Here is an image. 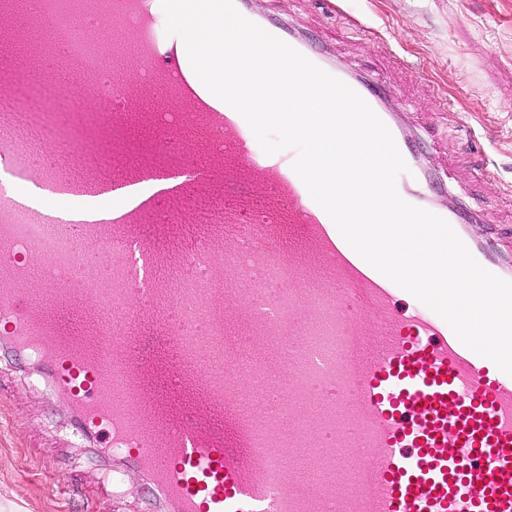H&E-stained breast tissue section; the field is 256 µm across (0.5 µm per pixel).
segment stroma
Returning <instances> with one entry per match:
<instances>
[{"label": "stroma", "instance_id": "35a3bbf8", "mask_svg": "<svg viewBox=\"0 0 512 512\" xmlns=\"http://www.w3.org/2000/svg\"><path fill=\"white\" fill-rule=\"evenodd\" d=\"M255 10L305 34L352 71L382 75L410 103L407 123L419 134L423 169L451 179L462 205H475L480 238L512 228V0H346L347 17L374 28L370 40L324 0H252ZM409 71L396 69L393 55ZM0 187L18 204L48 209L56 223L142 197L163 205L161 183L118 199L75 197L57 203L0 169ZM151 493L134 472L124 481L68 426L64 407L22 363L0 356V512H149Z\"/></svg>", "mask_w": 512, "mask_h": 512}]
</instances>
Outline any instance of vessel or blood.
<instances>
[{
	"label": "vessel or blood",
	"instance_id": "obj_1",
	"mask_svg": "<svg viewBox=\"0 0 512 512\" xmlns=\"http://www.w3.org/2000/svg\"><path fill=\"white\" fill-rule=\"evenodd\" d=\"M105 9L132 37L112 60L121 104L99 126L147 113L183 178L163 207L92 224L36 212L16 224L0 211V347L40 367L90 446L144 476L156 512H512V375L417 299L398 311L403 289L313 200L296 150L266 154L207 95L184 43L160 37L152 0ZM262 27L364 99L408 166L400 197L512 281L496 244L466 231L479 214L437 206L444 183L418 181L396 89L281 23ZM0 130L43 156L58 189L108 197L152 176L121 141L92 152L83 127L60 133L18 83L0 90ZM149 224L168 227L163 250ZM76 239V272L33 276L45 245ZM129 240L165 276L87 287L102 267L128 265Z\"/></svg>",
	"mask_w": 512,
	"mask_h": 512
}]
</instances>
